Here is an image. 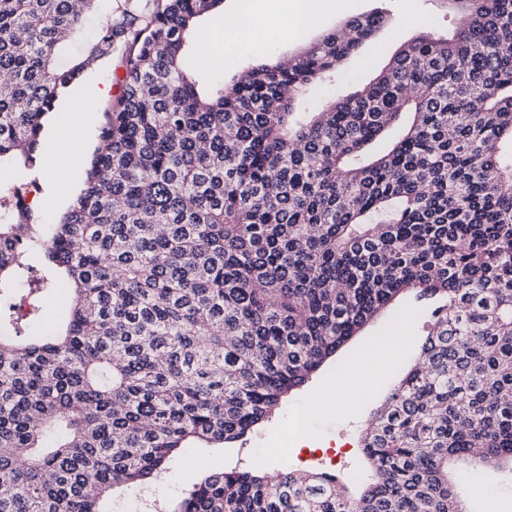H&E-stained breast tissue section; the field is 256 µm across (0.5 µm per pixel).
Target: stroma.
<instances>
[{
	"instance_id": "stroma-1",
	"label": "stroma",
	"mask_w": 512,
	"mask_h": 512,
	"mask_svg": "<svg viewBox=\"0 0 512 512\" xmlns=\"http://www.w3.org/2000/svg\"><path fill=\"white\" fill-rule=\"evenodd\" d=\"M290 7V0H224L223 18L213 15L204 18L201 29L218 33L211 49L203 57L211 79L217 82L226 80L250 63L290 56L355 17L375 9L384 11L386 23L378 34L344 61L332 81L311 89L310 105L316 108L325 99L361 89L387 63L396 49L421 32H452L460 26L458 14L449 11L446 0H341L340 5L321 14L317 26L298 35L287 24ZM250 9L273 19L274 34L258 41L226 37L225 21ZM114 72L115 68L111 65L88 72L81 83L58 102V111L65 118L67 130L77 139L85 141L89 152L98 144L102 113L111 97L119 93ZM104 85L110 88L109 96L97 97V88ZM82 99L88 100V107L81 111L73 110L72 101ZM60 146L57 139L44 137L41 167L36 174L31 175L18 168L0 172V193L9 195L15 189L30 187L35 196L43 200V207L32 212V223H58L66 211L65 205L60 204L45 183L46 170ZM89 152L84 156H75L72 161L71 181L74 187L82 185L90 166ZM71 297V292L64 286L39 290L35 296L37 310L27 323L28 331L50 330ZM403 311V304L391 305L312 383L291 396L271 422L249 435L245 444L235 448L187 449L159 480L135 492H114L112 512H148L150 505L156 501L176 503L201 472L219 471L232 465L267 470H327L345 478L362 473L365 464L359 448L360 433L371 411L412 365L416 349L412 346L406 348L401 358L379 376L369 393L348 398L345 404L335 402L336 382L345 378L347 368L362 344H377L390 336L414 337L426 332L430 324L429 312H422L416 322L411 323L404 317ZM339 445L345 446V453H336L335 448ZM458 482L465 492L472 485L483 486V493L471 500L473 512H512V474L507 470L467 471L459 474Z\"/></svg>"
}]
</instances>
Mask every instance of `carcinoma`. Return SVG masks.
<instances>
[{
    "instance_id": "1",
    "label": "carcinoma",
    "mask_w": 512,
    "mask_h": 512,
    "mask_svg": "<svg viewBox=\"0 0 512 512\" xmlns=\"http://www.w3.org/2000/svg\"><path fill=\"white\" fill-rule=\"evenodd\" d=\"M221 3L0 0V167L36 171L59 98L124 68L59 222L0 196V512H110L183 449L234 447L405 294L432 321L361 433L360 495L234 466L174 512H471L450 470L512 465V0H448L453 35L315 112L383 13L208 90ZM33 252L37 288L73 286L59 333L3 306Z\"/></svg>"
}]
</instances>
